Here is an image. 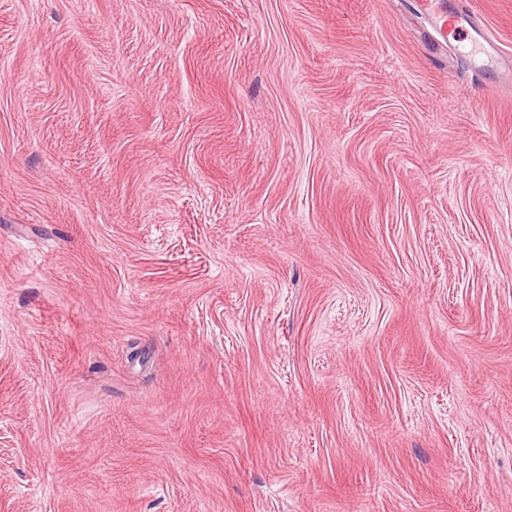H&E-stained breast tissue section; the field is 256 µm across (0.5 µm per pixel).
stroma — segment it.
Masks as SVG:
<instances>
[{
	"label": "stroma",
	"instance_id": "obj_1",
	"mask_svg": "<svg viewBox=\"0 0 512 512\" xmlns=\"http://www.w3.org/2000/svg\"><path fill=\"white\" fill-rule=\"evenodd\" d=\"M0 0V512H512V0ZM419 6L421 12L431 18L436 33L443 41L448 40L449 34L456 36L461 43L469 41L470 51L476 55L482 54L486 47L490 48L489 42L485 39H483L485 42L483 43L472 41L470 38L471 31H474L470 14L454 15L448 21V12L439 10L435 0H420Z\"/></svg>",
	"mask_w": 512,
	"mask_h": 512
}]
</instances>
